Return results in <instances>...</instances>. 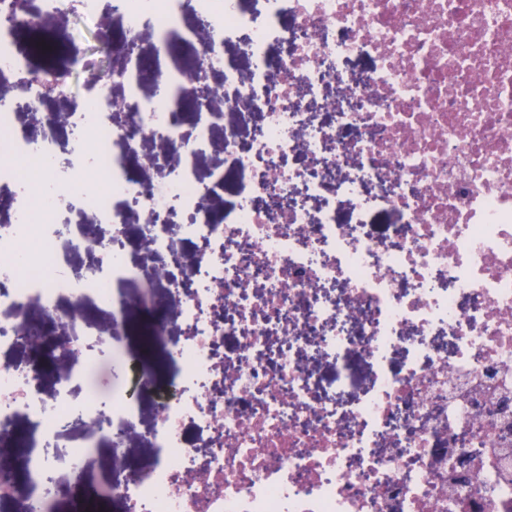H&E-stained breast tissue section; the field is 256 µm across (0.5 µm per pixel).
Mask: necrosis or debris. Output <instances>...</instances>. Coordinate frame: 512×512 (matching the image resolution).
Listing matches in <instances>:
<instances>
[{
    "instance_id": "obj_1",
    "label": "necrosis or debris",
    "mask_w": 512,
    "mask_h": 512,
    "mask_svg": "<svg viewBox=\"0 0 512 512\" xmlns=\"http://www.w3.org/2000/svg\"><path fill=\"white\" fill-rule=\"evenodd\" d=\"M256 20L244 0H197L199 26L182 32L200 44L190 83L199 107L192 128L165 97L140 93L145 60L139 24L154 17L157 51L171 57L181 0H111L126 21L110 39L96 22L99 0H0V350L37 328L69 330V348L91 334L111 343L121 327L60 318L58 300L81 302L109 281L133 280L128 259L129 213L140 217L144 260H158L179 303L157 316L151 334L177 321L188 332L172 362L184 395L158 404L150 440L152 464L112 488L124 512H512V0H265ZM95 23L96 39L119 60L109 73L91 56L80 68L93 93L68 144L75 159L55 166L62 117L44 102L68 86L65 71L33 69L17 28L69 12ZM245 34L253 66L239 75L224 46ZM370 56L358 80L343 63ZM128 86L120 110L112 87ZM342 83L343 101L327 106L335 124L309 119L308 104L328 82ZM261 117L249 145L224 112L206 99L215 85ZM223 130L225 166L207 183L191 163ZM359 138H348L350 130ZM125 148L112 153L114 144ZM150 156L159 180L136 178L130 164ZM331 178L316 177L317 169ZM379 182L370 198L362 187ZM238 181L241 201L211 220L208 203ZM358 215L393 217L383 233L355 234L337 223V197ZM77 198L98 226L61 239V203ZM325 203L310 215L306 203ZM88 252L97 263L71 278L59 252ZM343 283L336 300L324 287ZM357 324L358 337L345 334ZM453 330L452 348L431 337ZM237 339L232 357L216 361L214 345ZM287 348L275 361L272 339ZM406 350L401 370L388 358ZM357 352L376 369L356 407L318 402L307 355L345 359ZM36 361H0V437L16 439L15 421L33 423L31 447L57 435L73 407L69 377L41 388ZM220 395H212L213 380ZM83 413L94 437L135 433L128 392L112 391V420L96 401ZM206 435L211 452L198 463L186 431ZM483 449L470 482L448 483V443L462 433ZM70 449L69 470L86 469L96 442ZM204 479H197V471Z\"/></svg>"
}]
</instances>
